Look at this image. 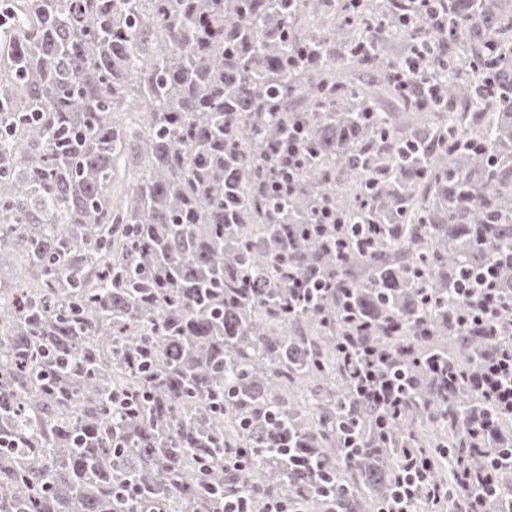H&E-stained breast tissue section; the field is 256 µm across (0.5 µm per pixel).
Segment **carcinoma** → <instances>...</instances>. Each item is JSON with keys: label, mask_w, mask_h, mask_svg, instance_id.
<instances>
[{"label": "carcinoma", "mask_w": 512, "mask_h": 512, "mask_svg": "<svg viewBox=\"0 0 512 512\" xmlns=\"http://www.w3.org/2000/svg\"><path fill=\"white\" fill-rule=\"evenodd\" d=\"M451 5L418 106L395 72L438 31L389 0H0V512H377L397 449L339 428L373 438L358 325L419 358L390 432L464 506L441 449L484 403L429 366L495 345L448 284L512 259V0Z\"/></svg>", "instance_id": "1"}]
</instances>
